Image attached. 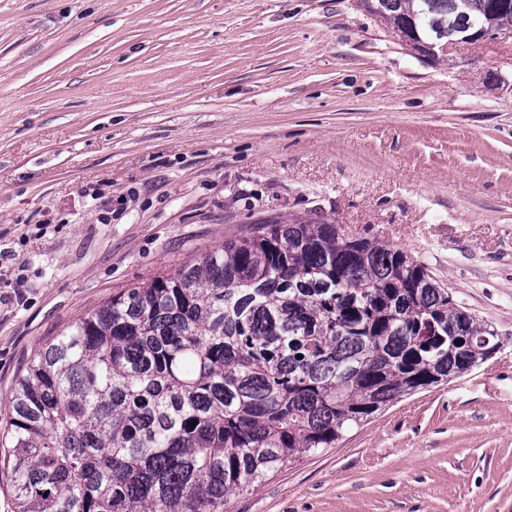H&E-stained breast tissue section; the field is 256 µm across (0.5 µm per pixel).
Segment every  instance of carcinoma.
I'll use <instances>...</instances> for the list:
<instances>
[{"mask_svg": "<svg viewBox=\"0 0 512 512\" xmlns=\"http://www.w3.org/2000/svg\"><path fill=\"white\" fill-rule=\"evenodd\" d=\"M360 3L442 45L472 25L512 27V5L491 13V0ZM498 347L393 244L325 220H261L36 353L0 425V467L15 512H226Z\"/></svg>", "mask_w": 512, "mask_h": 512, "instance_id": "1", "label": "carcinoma"}]
</instances>
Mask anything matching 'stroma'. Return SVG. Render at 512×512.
I'll use <instances>...</instances> for the list:
<instances>
[{"instance_id": "1", "label": "stroma", "mask_w": 512, "mask_h": 512, "mask_svg": "<svg viewBox=\"0 0 512 512\" xmlns=\"http://www.w3.org/2000/svg\"><path fill=\"white\" fill-rule=\"evenodd\" d=\"M392 243L498 334L231 512H512V42L357 0H0V414L80 317L270 217Z\"/></svg>"}]
</instances>
